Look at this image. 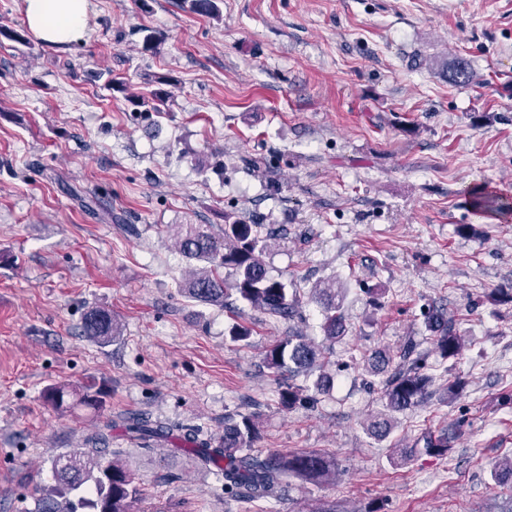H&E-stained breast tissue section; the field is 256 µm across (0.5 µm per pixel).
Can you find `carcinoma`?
Wrapping results in <instances>:
<instances>
[{
  "label": "carcinoma",
  "mask_w": 512,
  "mask_h": 512,
  "mask_svg": "<svg viewBox=\"0 0 512 512\" xmlns=\"http://www.w3.org/2000/svg\"><path fill=\"white\" fill-rule=\"evenodd\" d=\"M446 78L457 86H467L473 79L468 62L458 57L446 68ZM469 204L477 214L507 218L512 216V197L475 188ZM170 237L176 252L187 263L197 264L179 288L189 300L202 305L227 308L237 306L257 309L274 320L293 322L300 318L297 291L271 275L265 255L280 237L273 229L262 230L234 216L224 217V228L217 234L209 224H170ZM311 299L320 308L323 342L317 343L300 331L272 343L262 364L275 378L277 404L283 411L306 407L314 394L328 392L334 376L327 367L334 364L336 341L346 333L342 310L343 289L327 281L311 288ZM426 326L433 333L430 342L438 357L446 362L457 360L466 347L457 321L444 312L430 308L425 313ZM121 325L112 311L88 310L82 319V335L100 345H107L119 335ZM368 375L379 378L381 408L364 424L368 435L388 437L398 425L397 415L420 407L431 395L434 382L428 353L414 338L407 339L395 352L371 354L365 365ZM317 373L315 381L296 383L301 374ZM102 391L94 384L79 388L54 385L45 390V399L66 412L75 406L94 411L102 407ZM121 427L125 436L146 447L166 444L175 452L195 456L203 468L214 467L224 481V491L246 502L279 501L285 480L293 476L310 483L336 480V457L321 450H278L261 454L252 445L258 438L257 416L235 414L224 417V435L217 446L200 438L201 431L191 426H172L144 414H123L119 421L104 425L92 438L89 449L77 448L58 454L51 461L54 485L43 493L38 512H132L141 495L128 462L109 448L112 428ZM417 453L427 456L448 454V434H424L411 448H399L394 460L411 461ZM493 481L512 487V457L496 463Z\"/></svg>",
  "instance_id": "cac0c4a2"
}]
</instances>
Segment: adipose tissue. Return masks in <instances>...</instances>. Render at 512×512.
I'll return each instance as SVG.
<instances>
[{
    "label": "adipose tissue",
    "mask_w": 512,
    "mask_h": 512,
    "mask_svg": "<svg viewBox=\"0 0 512 512\" xmlns=\"http://www.w3.org/2000/svg\"><path fill=\"white\" fill-rule=\"evenodd\" d=\"M30 31L59 49L81 40L88 26V0H24Z\"/></svg>",
    "instance_id": "adipose-tissue-1"
}]
</instances>
